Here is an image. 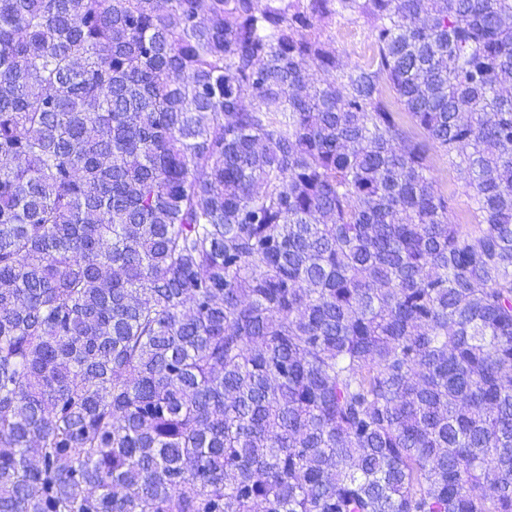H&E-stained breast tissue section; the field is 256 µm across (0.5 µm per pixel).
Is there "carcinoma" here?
Segmentation results:
<instances>
[{
  "label": "carcinoma",
  "instance_id": "obj_1",
  "mask_svg": "<svg viewBox=\"0 0 512 512\" xmlns=\"http://www.w3.org/2000/svg\"><path fill=\"white\" fill-rule=\"evenodd\" d=\"M0 512H512V0H0ZM324 38L336 51L340 61L352 67L372 56L375 46L370 26L359 18H341L320 23ZM429 172L436 186L445 196L453 199L449 219L460 224H469L467 217L470 211L477 207L474 192L466 186L463 175L453 169L448 163V156L436 148L429 151Z\"/></svg>",
  "mask_w": 512,
  "mask_h": 512
}]
</instances>
